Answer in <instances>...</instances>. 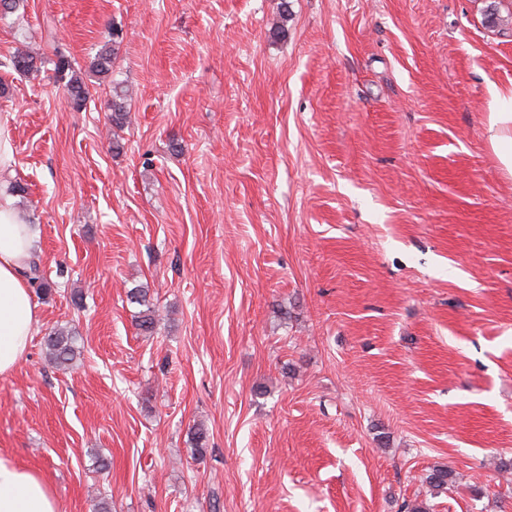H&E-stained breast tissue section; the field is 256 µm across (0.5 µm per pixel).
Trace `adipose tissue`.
Here are the masks:
<instances>
[{"label": "adipose tissue", "instance_id": "obj_1", "mask_svg": "<svg viewBox=\"0 0 512 512\" xmlns=\"http://www.w3.org/2000/svg\"><path fill=\"white\" fill-rule=\"evenodd\" d=\"M485 131L503 171L512 176V88H490ZM37 239V227L27 223L7 183L0 182V376L25 357L37 321L24 275ZM0 512H61V505L37 472L0 458Z\"/></svg>", "mask_w": 512, "mask_h": 512}]
</instances>
